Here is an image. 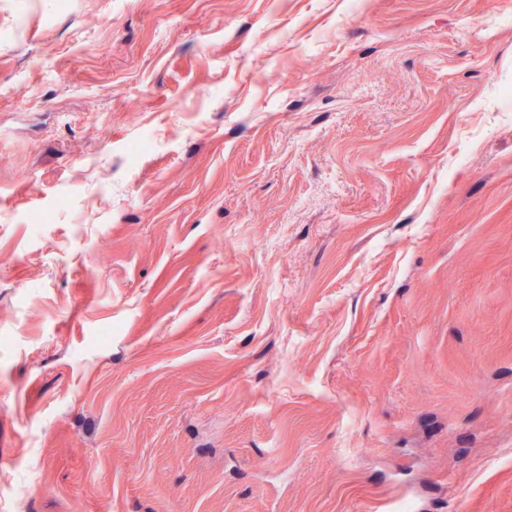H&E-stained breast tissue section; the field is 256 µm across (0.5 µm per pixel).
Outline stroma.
Listing matches in <instances>:
<instances>
[{
    "instance_id": "1",
    "label": "stroma",
    "mask_w": 512,
    "mask_h": 512,
    "mask_svg": "<svg viewBox=\"0 0 512 512\" xmlns=\"http://www.w3.org/2000/svg\"><path fill=\"white\" fill-rule=\"evenodd\" d=\"M508 0H0V512H512Z\"/></svg>"
}]
</instances>
